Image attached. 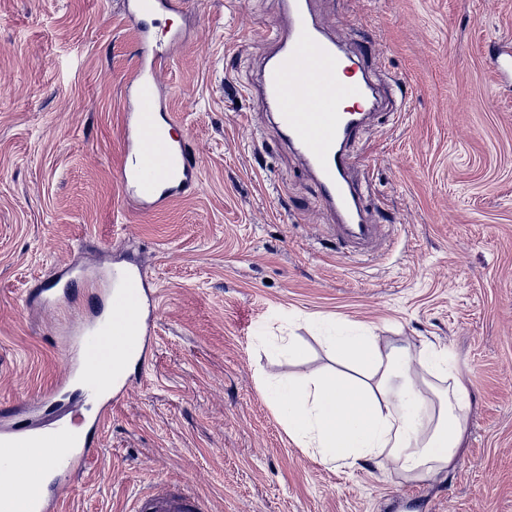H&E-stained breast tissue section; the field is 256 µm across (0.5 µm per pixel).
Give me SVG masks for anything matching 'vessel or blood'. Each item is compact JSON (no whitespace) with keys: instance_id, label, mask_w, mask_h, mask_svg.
Masks as SVG:
<instances>
[{"instance_id":"obj_1","label":"vessel or blood","mask_w":512,"mask_h":512,"mask_svg":"<svg viewBox=\"0 0 512 512\" xmlns=\"http://www.w3.org/2000/svg\"><path fill=\"white\" fill-rule=\"evenodd\" d=\"M311 0H282L281 21L264 30L272 53L251 92L265 104L279 138L304 160L320 197L340 224L346 240L367 244L382 227L368 223L364 199L350 181L358 157L350 151L362 125L376 117L379 92L362 65L341 53L313 15ZM185 0H128V18L138 26L139 52L128 82L129 110L124 115L128 148L119 166L125 198L145 210H158L196 188L199 161L179 123L167 112L159 73L163 56L143 20L163 12L181 11ZM85 287L99 300L96 312L79 336L85 361L95 365L83 385L99 400L92 425L99 432L110 407L112 355L134 338L152 331L146 320L131 322L128 312L147 297L140 276L117 270L111 285L88 277ZM72 423L24 428L0 424V512H55L64 485L86 461L87 441L78 440ZM198 498L158 492L141 498L136 512H200Z\"/></svg>"}]
</instances>
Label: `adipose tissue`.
I'll return each instance as SVG.
<instances>
[{
	"mask_svg": "<svg viewBox=\"0 0 512 512\" xmlns=\"http://www.w3.org/2000/svg\"><path fill=\"white\" fill-rule=\"evenodd\" d=\"M336 369L268 382L291 438L328 463H374L418 481L452 468L470 411L447 349H382L367 327L328 321Z\"/></svg>",
	"mask_w": 512,
	"mask_h": 512,
	"instance_id": "1",
	"label": "adipose tissue"
}]
</instances>
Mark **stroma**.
<instances>
[{"label": "stroma", "instance_id": "obj_1", "mask_svg": "<svg viewBox=\"0 0 512 512\" xmlns=\"http://www.w3.org/2000/svg\"><path fill=\"white\" fill-rule=\"evenodd\" d=\"M152 27L169 112L201 183L155 211L123 197L127 0H0V416L20 426L62 378L91 302L79 274L131 267L154 332L57 512H132L170 486L204 512H512V0H312L330 37L388 84L390 111L358 134L351 178L387 236L344 244L302 158L246 89L278 0H192ZM72 283L59 309L40 300ZM376 328L381 345L448 348L471 396L452 471L418 482L324 463L288 435L265 378L333 368L317 320ZM294 337L301 356L277 349Z\"/></svg>", "mask_w": 512, "mask_h": 512}]
</instances>
